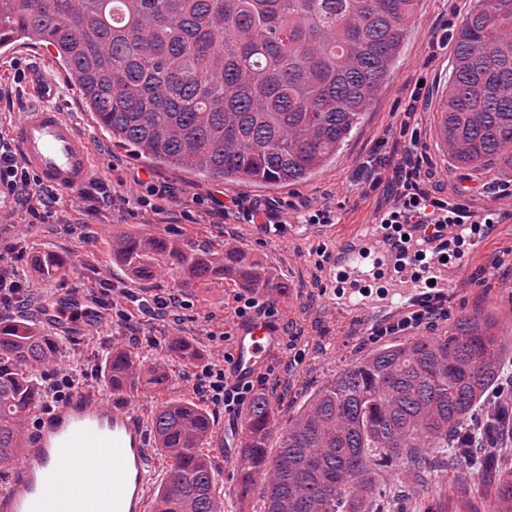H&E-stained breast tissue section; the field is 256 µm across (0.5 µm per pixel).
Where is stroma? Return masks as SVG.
Segmentation results:
<instances>
[{
    "mask_svg": "<svg viewBox=\"0 0 512 512\" xmlns=\"http://www.w3.org/2000/svg\"><path fill=\"white\" fill-rule=\"evenodd\" d=\"M473 5L474 0H421L386 85L335 160L307 182L285 187L210 183L183 170L152 166L99 132L53 53L21 41L0 47V123L10 122L27 107L22 84L27 71L46 75L58 87L55 103L74 114L94 145V174L116 192L114 201L94 207L81 195L57 194V215L42 224L11 198L0 199V221L10 225L0 239V252L12 253L29 289L26 303L12 311V318L40 322L42 309L59 294L79 292L100 298L105 303L101 325L83 336H60L57 367L76 369L80 385L104 391L108 385L103 365L112 347L128 350L146 365L163 361L170 373L168 388L158 395L134 387L125 391V400L135 402L148 417L164 401H191L207 409L219 424L224 409L198 392L196 376L204 365L223 363L225 353L231 352L243 289L221 281L205 288H184L166 274L149 283L134 281L112 259V237L126 233L169 236L213 251L240 246L293 290L289 297L255 296L260 307L271 309L273 320L288 336L285 352L260 374L261 393L280 399L275 431L268 440L269 447H276L280 430L314 389L378 347L370 339V329L350 322L347 310L325 303L318 271L323 251L333 242L299 224L307 208L329 210L340 230L372 223L395 202L400 186L394 169L415 145L436 163L453 195L467 202L474 220H482L490 208L512 218V174L451 168L437 132V108L451 64V48L439 39L445 24L460 26ZM419 79L425 80L430 94L411 118L407 115L410 94ZM379 155L386 156L388 164L376 183L365 177L363 167ZM153 187L164 191V210L159 214L138 204L139 196ZM233 199L237 207L222 213L221 203ZM268 218L291 224L290 233L269 238L262 227ZM40 251L68 257L63 279L45 281L34 274L29 259ZM171 295L177 296L178 303L163 315L152 318L138 310L139 302ZM446 301L448 317L419 328V335H444L464 315L493 317L498 329L508 335L502 366L512 367V226L490 237L480 253L466 259L463 277L449 288ZM175 337L197 348L193 362L171 353L169 344ZM204 451L212 463L224 512H261V489L240 498L237 458L225 454L220 432H213ZM510 471L512 450L495 454L493 464L484 468L452 455L428 477L421 497L412 499L408 493L416 478L405 465L397 464L378 472L375 500L382 512H505L500 479Z\"/></svg>",
    "mask_w": 512,
    "mask_h": 512,
    "instance_id": "stroma-1",
    "label": "stroma"
}]
</instances>
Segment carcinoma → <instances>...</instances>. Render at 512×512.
Here are the masks:
<instances>
[{
    "instance_id": "1",
    "label": "carcinoma",
    "mask_w": 512,
    "mask_h": 512,
    "mask_svg": "<svg viewBox=\"0 0 512 512\" xmlns=\"http://www.w3.org/2000/svg\"><path fill=\"white\" fill-rule=\"evenodd\" d=\"M420 0H0V46L24 39L56 51L98 127L154 166L213 181L286 186L336 158L385 85ZM452 69L438 108L448 164L512 170V0H478L453 33ZM112 260L135 281L163 273L193 288L229 280L268 297L288 287L247 251L196 252L177 239L120 235ZM48 280L67 259H32ZM186 362L197 350L174 338ZM57 338L0 318V465L25 449L24 418L41 402ZM505 340L490 318L462 316L443 336L375 349L316 388L278 446L276 404L256 396L238 459L241 495L265 479L264 512H370L377 470L417 472L449 448L479 464L507 415L469 437L475 408L497 384ZM112 390L169 382L125 349L105 367ZM170 459L155 512H223L209 457L207 410L167 400L153 417Z\"/></svg>"
}]
</instances>
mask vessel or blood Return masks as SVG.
I'll return each mask as SVG.
<instances>
[{"mask_svg": "<svg viewBox=\"0 0 512 512\" xmlns=\"http://www.w3.org/2000/svg\"><path fill=\"white\" fill-rule=\"evenodd\" d=\"M31 91L36 105L20 113L8 135L21 163L44 184L77 191L91 172L93 146L74 118L49 104L47 83L34 80ZM385 235L381 225L364 224L338 239L322 264L323 287L355 292L376 270L391 281L385 306L398 311L410 288H427L432 280L443 286L461 271L460 265L434 261L416 274L412 250L385 246ZM89 306V298L67 294L42 316L64 328L91 329L95 320L87 313ZM286 342L277 323L241 324L229 366L231 381L254 378L280 356ZM160 471L136 404L79 388L57 406L39 410L25 450L0 488V512H152Z\"/></svg>", "mask_w": 512, "mask_h": 512, "instance_id": "vessel-or-blood-1", "label": "vessel or blood"}]
</instances>
